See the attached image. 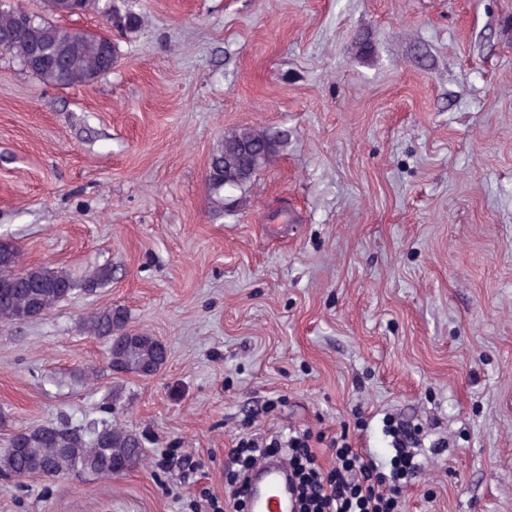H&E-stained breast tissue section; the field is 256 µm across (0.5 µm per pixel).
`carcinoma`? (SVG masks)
Returning <instances> with one entry per match:
<instances>
[{"label": "carcinoma", "mask_w": 512, "mask_h": 512, "mask_svg": "<svg viewBox=\"0 0 512 512\" xmlns=\"http://www.w3.org/2000/svg\"><path fill=\"white\" fill-rule=\"evenodd\" d=\"M19 7L0 0V52L11 54L27 66L32 41L40 37L50 41L59 62L53 70H33L43 83L68 88L88 83L109 72L106 48L117 58L118 47L102 33L72 27L54 21L46 29L38 14L31 26H20L13 18ZM94 11L104 24L133 34L141 27V16L133 6L116 5V0H71L67 16ZM279 136L267 130L242 129L224 136L222 148L212 156L208 181L216 202L224 204V191L240 188L251 181L276 152ZM77 281L68 273L47 266L20 267L17 246L0 242V322L15 323L23 316L37 317L67 299L76 290ZM87 334L108 344L109 365L115 372L148 376L165 363L167 351L155 337L128 328V313L121 306L98 309L83 318ZM141 438L125 427L104 422L86 432L81 429L39 425L13 436L0 453V472L16 478L41 470L53 478L67 474L109 475L113 466L130 470L144 460Z\"/></svg>", "instance_id": "carcinoma-1"}]
</instances>
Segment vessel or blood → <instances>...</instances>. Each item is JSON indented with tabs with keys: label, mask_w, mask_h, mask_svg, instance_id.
Masks as SVG:
<instances>
[{
	"label": "vessel or blood",
	"mask_w": 512,
	"mask_h": 512,
	"mask_svg": "<svg viewBox=\"0 0 512 512\" xmlns=\"http://www.w3.org/2000/svg\"><path fill=\"white\" fill-rule=\"evenodd\" d=\"M248 512H296L297 502L283 461H263L254 469L246 491Z\"/></svg>",
	"instance_id": "1"
}]
</instances>
